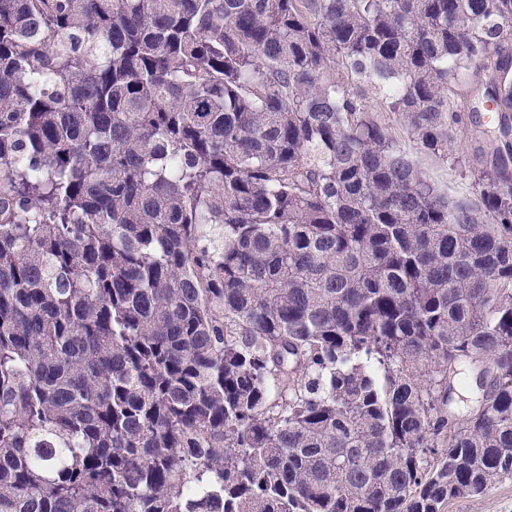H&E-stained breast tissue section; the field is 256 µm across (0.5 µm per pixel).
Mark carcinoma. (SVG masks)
Instances as JSON below:
<instances>
[{"instance_id":"1","label":"carcinoma","mask_w":512,"mask_h":512,"mask_svg":"<svg viewBox=\"0 0 512 512\" xmlns=\"http://www.w3.org/2000/svg\"><path fill=\"white\" fill-rule=\"evenodd\" d=\"M506 479L512 0H0V512ZM399 131V130H398ZM399 137L401 147L416 166L424 171L444 192L457 198H473L470 180L458 172L451 164L432 154L422 151L412 141H409L402 131Z\"/></svg>"}]
</instances>
